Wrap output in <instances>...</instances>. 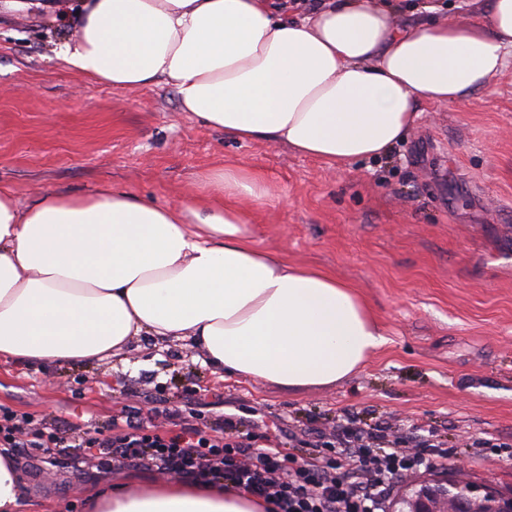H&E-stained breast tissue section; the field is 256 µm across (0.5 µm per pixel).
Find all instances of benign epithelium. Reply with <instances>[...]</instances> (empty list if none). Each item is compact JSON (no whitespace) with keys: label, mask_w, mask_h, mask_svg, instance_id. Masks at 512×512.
<instances>
[{"label":"benign epithelium","mask_w":512,"mask_h":512,"mask_svg":"<svg viewBox=\"0 0 512 512\" xmlns=\"http://www.w3.org/2000/svg\"><path fill=\"white\" fill-rule=\"evenodd\" d=\"M449 499L456 512H512V493L462 481L446 471L403 490L386 512H440V504Z\"/></svg>","instance_id":"benign-epithelium-1"}]
</instances>
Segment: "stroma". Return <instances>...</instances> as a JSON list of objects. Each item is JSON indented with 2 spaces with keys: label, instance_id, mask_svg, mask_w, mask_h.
<instances>
[{
  "label": "stroma",
  "instance_id": "stroma-1",
  "mask_svg": "<svg viewBox=\"0 0 512 512\" xmlns=\"http://www.w3.org/2000/svg\"><path fill=\"white\" fill-rule=\"evenodd\" d=\"M76 35L42 11L0 7V186L19 206L119 184L179 208L202 198L209 173L254 174L269 197L245 204L252 244L354 286L386 342L348 379L302 392L219 379L198 351L149 337L99 363L1 361L0 415L91 431L123 408L209 426L230 416L292 429L301 451L346 417L397 436L420 425L455 448L463 479L511 493L512 66L462 103L420 105L390 158L339 169L224 136L183 112L173 88L89 81L59 57ZM485 438L503 443L500 456L480 454ZM14 454L23 512H87L108 480L36 448Z\"/></svg>",
  "mask_w": 512,
  "mask_h": 512
}]
</instances>
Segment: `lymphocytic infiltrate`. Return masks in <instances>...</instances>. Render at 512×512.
<instances>
[{
    "mask_svg": "<svg viewBox=\"0 0 512 512\" xmlns=\"http://www.w3.org/2000/svg\"><path fill=\"white\" fill-rule=\"evenodd\" d=\"M70 436L30 418L0 417L1 448H38L79 463L113 469L157 467L195 484L226 481L247 490L270 512H385L395 479L407 472L446 466L455 454L428 439L403 447L385 426L363 429L346 421L331 442L315 452H289L282 432L212 434L179 413L165 429L113 414L108 431L71 426Z\"/></svg>",
    "mask_w": 512,
    "mask_h": 512,
    "instance_id": "obj_1",
    "label": "lymphocytic infiltrate"
}]
</instances>
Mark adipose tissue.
Wrapping results in <instances>:
<instances>
[{"instance_id":"1","label":"adipose tissue","mask_w":512,"mask_h":512,"mask_svg":"<svg viewBox=\"0 0 512 512\" xmlns=\"http://www.w3.org/2000/svg\"><path fill=\"white\" fill-rule=\"evenodd\" d=\"M480 20L401 24L394 0H323L294 18L275 0H50L77 20L63 60L99 84L173 87L183 111L241 141L283 144L348 168L387 156L420 104L488 90L512 62V0ZM219 199L179 209L118 185L18 207L0 187V360L99 362L135 340L180 341L226 374L291 391L346 379L382 346L368 305L324 271L254 247L257 178L212 173ZM25 478L0 453V512H22ZM91 512H267L233 487L123 479Z\"/></svg>"}]
</instances>
